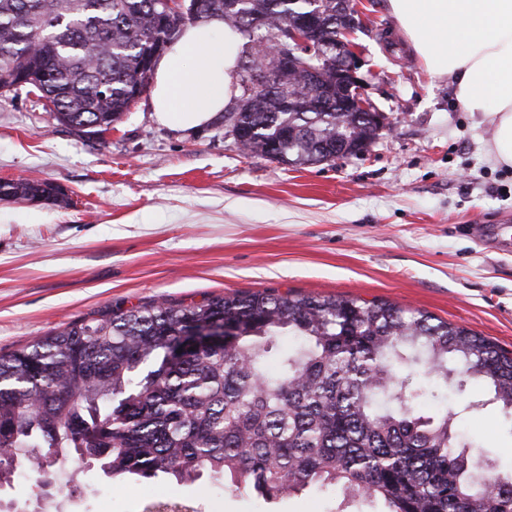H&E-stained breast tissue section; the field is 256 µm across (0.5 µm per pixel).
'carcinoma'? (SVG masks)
<instances>
[{"label":"carcinoma","mask_w":512,"mask_h":512,"mask_svg":"<svg viewBox=\"0 0 512 512\" xmlns=\"http://www.w3.org/2000/svg\"><path fill=\"white\" fill-rule=\"evenodd\" d=\"M344 0H0V92L22 88L62 125L110 126L149 87L159 44L217 16L249 38L224 126L242 152L316 165L365 151L378 127L349 112L336 75ZM263 21L256 28L253 22ZM310 22L314 49L292 68L258 47ZM102 51L88 62L92 47ZM68 200L49 181H0V201ZM233 325L224 346L175 360L193 330ZM290 343L283 346L282 339ZM424 367L426 388L402 371ZM455 386L486 388L512 417V353L421 310L354 297L231 293L70 324L0 356V486L21 472H84L192 483L265 500L308 488L380 512H512V473L475 458L457 416L420 411Z\"/></svg>","instance_id":"cac0c4a2"}]
</instances>
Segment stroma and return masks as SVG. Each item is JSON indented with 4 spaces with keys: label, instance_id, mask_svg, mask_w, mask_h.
<instances>
[{
    "label": "stroma",
    "instance_id": "stroma-1",
    "mask_svg": "<svg viewBox=\"0 0 512 512\" xmlns=\"http://www.w3.org/2000/svg\"><path fill=\"white\" fill-rule=\"evenodd\" d=\"M358 75L387 126L364 155L289 166L243 155L223 115L192 130L160 124L150 94L101 138L83 136L25 94H0V181L48 180L72 200L0 202V355L116 308L200 303L229 293L379 299L466 327L512 352V167L489 156L493 127L430 75L387 0H357ZM449 410L477 453L512 466V419ZM82 498L46 512H132L144 489L216 512H339L309 490L273 501L205 483L169 487L87 475Z\"/></svg>",
    "mask_w": 512,
    "mask_h": 512
}]
</instances>
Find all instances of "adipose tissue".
Wrapping results in <instances>:
<instances>
[{
	"label": "adipose tissue",
	"instance_id": "obj_1",
	"mask_svg": "<svg viewBox=\"0 0 512 512\" xmlns=\"http://www.w3.org/2000/svg\"><path fill=\"white\" fill-rule=\"evenodd\" d=\"M401 33L426 68L452 78L466 111L495 128L490 154L512 166V0H388ZM241 34L211 19L184 29L158 58L152 107L182 128L209 122L237 95Z\"/></svg>",
	"mask_w": 512,
	"mask_h": 512
}]
</instances>
